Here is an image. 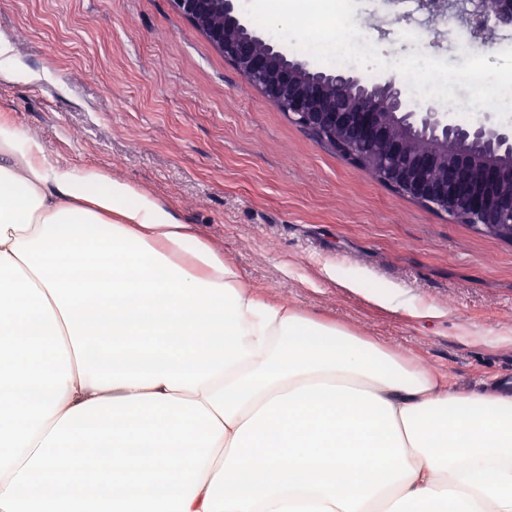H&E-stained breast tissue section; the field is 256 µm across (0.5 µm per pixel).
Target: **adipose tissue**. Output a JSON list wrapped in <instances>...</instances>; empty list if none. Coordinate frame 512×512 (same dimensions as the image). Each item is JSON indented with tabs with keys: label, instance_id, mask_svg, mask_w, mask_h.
Segmentation results:
<instances>
[{
	"label": "adipose tissue",
	"instance_id": "obj_1",
	"mask_svg": "<svg viewBox=\"0 0 512 512\" xmlns=\"http://www.w3.org/2000/svg\"><path fill=\"white\" fill-rule=\"evenodd\" d=\"M0 512H512V392L264 300L0 114Z\"/></svg>",
	"mask_w": 512,
	"mask_h": 512
}]
</instances>
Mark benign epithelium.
<instances>
[{
	"instance_id": "1",
	"label": "benign epithelium",
	"mask_w": 512,
	"mask_h": 512,
	"mask_svg": "<svg viewBox=\"0 0 512 512\" xmlns=\"http://www.w3.org/2000/svg\"><path fill=\"white\" fill-rule=\"evenodd\" d=\"M237 0H171L241 75L293 119L358 165L373 164L385 185L424 206L512 242V129L489 112L466 124L418 112L395 79L369 84L325 74L292 59L243 20ZM448 17L470 20L473 0H444ZM429 138L423 153L404 138Z\"/></svg>"
}]
</instances>
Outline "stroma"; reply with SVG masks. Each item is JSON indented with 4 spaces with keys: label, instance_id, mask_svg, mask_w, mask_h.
Listing matches in <instances>:
<instances>
[{
    "label": "stroma",
    "instance_id": "1",
    "mask_svg": "<svg viewBox=\"0 0 512 512\" xmlns=\"http://www.w3.org/2000/svg\"><path fill=\"white\" fill-rule=\"evenodd\" d=\"M0 43V114L58 161L151 193L256 294L461 391L512 376V242L351 163L170 0H0Z\"/></svg>",
    "mask_w": 512,
    "mask_h": 512
}]
</instances>
